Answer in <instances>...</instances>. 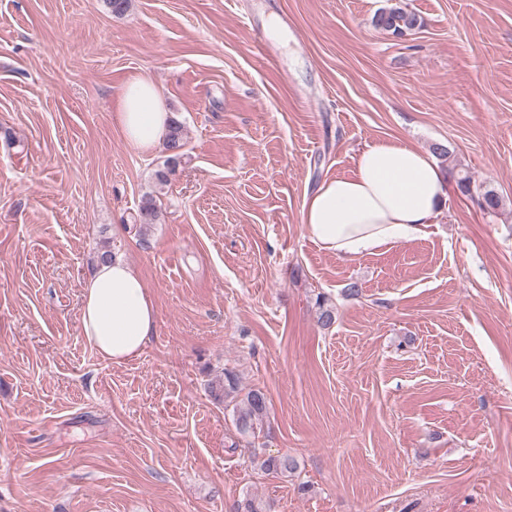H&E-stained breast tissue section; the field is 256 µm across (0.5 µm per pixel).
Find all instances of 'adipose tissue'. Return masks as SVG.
I'll return each instance as SVG.
<instances>
[{"mask_svg":"<svg viewBox=\"0 0 512 512\" xmlns=\"http://www.w3.org/2000/svg\"><path fill=\"white\" fill-rule=\"evenodd\" d=\"M172 115L156 85L136 75L122 86L115 119L127 143L142 154L163 141ZM453 184L425 152L399 140L360 150L351 175L324 180L305 194V233L327 253L350 260L426 235ZM155 304L138 270L122 257L97 263L84 283L81 334L104 359L139 356L155 331Z\"/></svg>","mask_w":512,"mask_h":512,"instance_id":"adipose-tissue-1","label":"adipose tissue"}]
</instances>
